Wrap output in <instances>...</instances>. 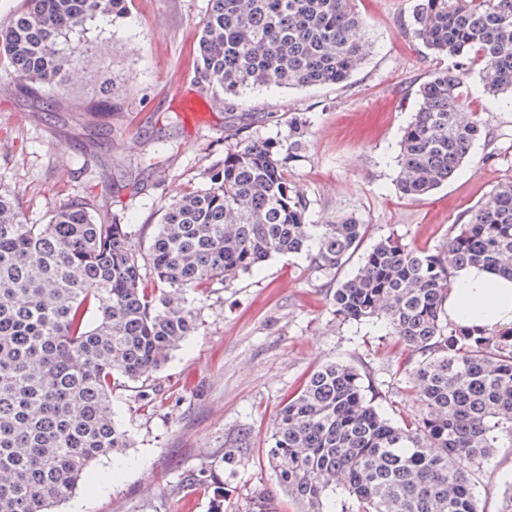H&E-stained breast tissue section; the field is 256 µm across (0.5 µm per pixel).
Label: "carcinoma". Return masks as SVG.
I'll return each instance as SVG.
<instances>
[{"label":"carcinoma","mask_w":512,"mask_h":512,"mask_svg":"<svg viewBox=\"0 0 512 512\" xmlns=\"http://www.w3.org/2000/svg\"><path fill=\"white\" fill-rule=\"evenodd\" d=\"M354 0H212L197 82L232 99L268 86L346 82L366 56ZM127 0H21L0 26V63L29 93L59 89L85 69L60 48ZM412 37L454 60L419 90L397 159V190L414 199L448 181L482 135L459 120L462 77L512 107V0H419ZM291 154L269 140L236 145L206 187L170 197L149 246L128 225L104 224L78 200L29 224L0 191V512H48L69 499L101 456L128 447L112 391L158 370L197 329L186 295L276 255L307 254L332 272L364 239L347 216L306 223L309 201L288 177ZM512 277V182L489 192L438 248L378 241L329 303L372 322L418 355L424 412L400 425L368 401L356 369L331 363L283 407L268 454L278 483L305 512H481L483 461L512 447V327L486 332L448 320L456 271ZM244 512H283L265 488Z\"/></svg>","instance_id":"1"}]
</instances>
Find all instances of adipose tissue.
I'll return each instance as SVG.
<instances>
[{"label": "adipose tissue", "instance_id": "adipose-tissue-1", "mask_svg": "<svg viewBox=\"0 0 512 512\" xmlns=\"http://www.w3.org/2000/svg\"><path fill=\"white\" fill-rule=\"evenodd\" d=\"M448 318L489 330L512 327V278L477 267L460 269L448 299Z\"/></svg>", "mask_w": 512, "mask_h": 512}]
</instances>
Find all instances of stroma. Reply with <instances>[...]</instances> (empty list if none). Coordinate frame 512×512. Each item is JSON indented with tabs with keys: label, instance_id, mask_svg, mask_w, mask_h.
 <instances>
[{
	"label": "stroma",
	"instance_id": "stroma-1",
	"mask_svg": "<svg viewBox=\"0 0 512 512\" xmlns=\"http://www.w3.org/2000/svg\"><path fill=\"white\" fill-rule=\"evenodd\" d=\"M418 0H357L368 41L366 59L346 84L263 87L188 121L174 106L169 81L195 83L202 21L209 0H127V13L101 16L69 41L87 68L61 94L35 96L0 74V187L14 192L28 223H47L78 199L119 216L149 239L160 209L180 188H200L237 144L288 141L292 117L306 134L291 176L310 206L308 221L353 216L366 224L360 248L335 273L306 255H280L201 295L198 329L146 382L144 391L112 394L128 436L120 460L99 457L75 493L54 512H244L255 489L278 485L267 459L280 409L317 368L353 366L366 399L393 421L422 405L406 370L416 357L384 330L338 317L329 288L351 276L366 248L389 236L432 250L452 225L498 184L512 182V108L483 90L478 73L463 87L465 112L481 113L483 135L448 183L414 200L395 185L399 141L416 108L418 88L446 60L409 30ZM119 100L94 112L104 93ZM238 462L227 465L226 451ZM202 468L210 486L189 484ZM491 478L477 490L481 512H498L512 483V448L484 464Z\"/></svg>",
	"mask_w": 512,
	"mask_h": 512
}]
</instances>
